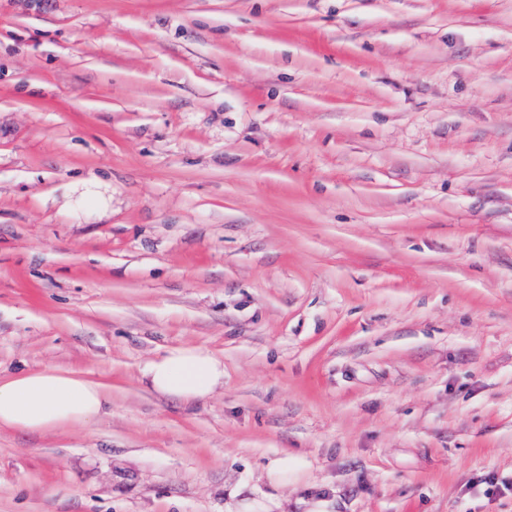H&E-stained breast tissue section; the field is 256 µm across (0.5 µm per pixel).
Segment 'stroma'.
Returning <instances> with one entry per match:
<instances>
[{
  "label": "stroma",
  "instance_id": "1",
  "mask_svg": "<svg viewBox=\"0 0 512 512\" xmlns=\"http://www.w3.org/2000/svg\"><path fill=\"white\" fill-rule=\"evenodd\" d=\"M224 361L194 405L141 373ZM0 512H512V0H0ZM288 480L271 478L279 459ZM142 382L153 393L191 405L224 386V361L197 347H182L152 361ZM111 404L107 385L75 371L45 368L0 378V430L43 434L82 427Z\"/></svg>",
  "mask_w": 512,
  "mask_h": 512
}]
</instances>
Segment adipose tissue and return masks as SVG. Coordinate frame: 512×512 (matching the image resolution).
Returning a JSON list of instances; mask_svg holds the SVG:
<instances>
[{"label":"adipose tissue","instance_id":"adipose-tissue-1","mask_svg":"<svg viewBox=\"0 0 512 512\" xmlns=\"http://www.w3.org/2000/svg\"><path fill=\"white\" fill-rule=\"evenodd\" d=\"M142 381L153 393L191 405L224 385V361L182 347L152 361ZM107 385L75 371L45 368L0 378V430L32 434L88 425L111 406Z\"/></svg>","mask_w":512,"mask_h":512}]
</instances>
